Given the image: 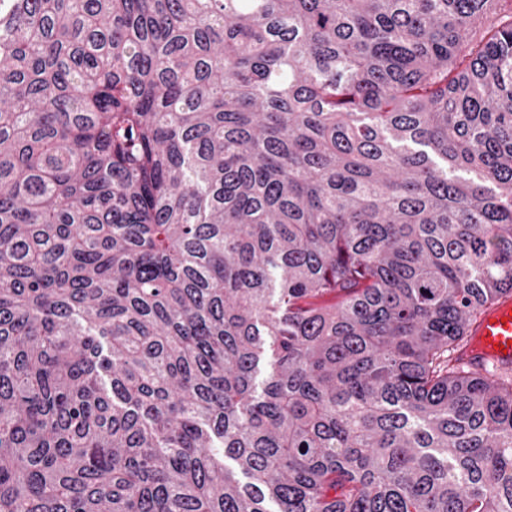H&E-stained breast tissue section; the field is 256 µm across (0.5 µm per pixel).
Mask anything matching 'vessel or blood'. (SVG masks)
<instances>
[{"label": "vessel or blood", "mask_w": 512, "mask_h": 512, "mask_svg": "<svg viewBox=\"0 0 512 512\" xmlns=\"http://www.w3.org/2000/svg\"><path fill=\"white\" fill-rule=\"evenodd\" d=\"M470 339L456 356L476 368L512 371V297L486 307L469 329Z\"/></svg>", "instance_id": "obj_1"}]
</instances>
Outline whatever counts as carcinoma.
Returning <instances> with one entry per match:
<instances>
[{
	"instance_id": "cac0c4a2",
	"label": "carcinoma",
	"mask_w": 512,
	"mask_h": 512,
	"mask_svg": "<svg viewBox=\"0 0 512 512\" xmlns=\"http://www.w3.org/2000/svg\"><path fill=\"white\" fill-rule=\"evenodd\" d=\"M0 20V512H512L509 0ZM468 334L469 342L456 353L461 362L478 369L512 371V297L509 294L486 307Z\"/></svg>"
}]
</instances>
